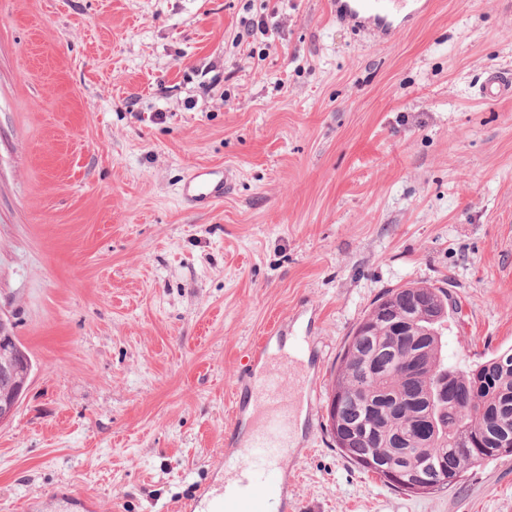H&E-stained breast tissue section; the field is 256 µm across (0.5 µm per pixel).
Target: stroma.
Returning <instances> with one entry per match:
<instances>
[{"label":"stroma","mask_w":512,"mask_h":512,"mask_svg":"<svg viewBox=\"0 0 512 512\" xmlns=\"http://www.w3.org/2000/svg\"><path fill=\"white\" fill-rule=\"evenodd\" d=\"M329 0H0V310L34 365L0 512H177L255 427L258 342L303 399L289 512H512V455L410 494L337 448L343 344L385 291L447 289L466 368L512 349V0H432L394 42ZM264 20L267 35L245 36ZM230 169L219 202L182 197ZM482 94L487 99H499L512 96V73L493 71L489 74ZM232 186L229 170L197 169L183 188V197L190 203H211L224 199Z\"/></svg>","instance_id":"1"}]
</instances>
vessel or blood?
Listing matches in <instances>:
<instances>
[{
  "instance_id": "1",
  "label": "vessel or blood",
  "mask_w": 512,
  "mask_h": 512,
  "mask_svg": "<svg viewBox=\"0 0 512 512\" xmlns=\"http://www.w3.org/2000/svg\"><path fill=\"white\" fill-rule=\"evenodd\" d=\"M429 4L430 0H331L330 8L337 22L372 41L390 43ZM482 94L488 99L511 97L512 73L491 72ZM231 186L230 171L200 169L185 184L183 196L191 203H211L223 199ZM247 387L264 398L272 413L256 427L248 447L227 449L221 457L219 465L232 472L235 485L204 492L187 512H268L270 503L288 500L285 461L294 447L281 382L269 370L251 377Z\"/></svg>"
}]
</instances>
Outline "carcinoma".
Instances as JSON below:
<instances>
[{
  "label": "carcinoma",
  "instance_id": "carcinoma-1",
  "mask_svg": "<svg viewBox=\"0 0 512 512\" xmlns=\"http://www.w3.org/2000/svg\"><path fill=\"white\" fill-rule=\"evenodd\" d=\"M413 298L425 314L421 325L438 330L441 322L434 316L448 311V292L444 289L406 286L388 290L380 300L402 315ZM409 342V338L403 341L391 336L386 323H371L368 314L344 343L332 393L336 397V420L352 426V433L348 443L338 449L365 470L368 462L388 457L389 432L403 431L411 441H417L418 434L412 426L420 410L405 408L396 420L378 422L367 415L366 401L376 395L421 392L435 383L438 376L445 375L451 378L463 402H444L441 428L432 448L422 455L410 454L395 461L408 475L437 467L448 471L445 481L425 489L431 493L457 484L465 473L486 461L512 453L499 446L504 440L512 445V350L458 369L441 358L440 337L427 336L414 349L419 373L405 378L399 373V365L403 359L401 349Z\"/></svg>",
  "mask_w": 512,
  "mask_h": 512
}]
</instances>
